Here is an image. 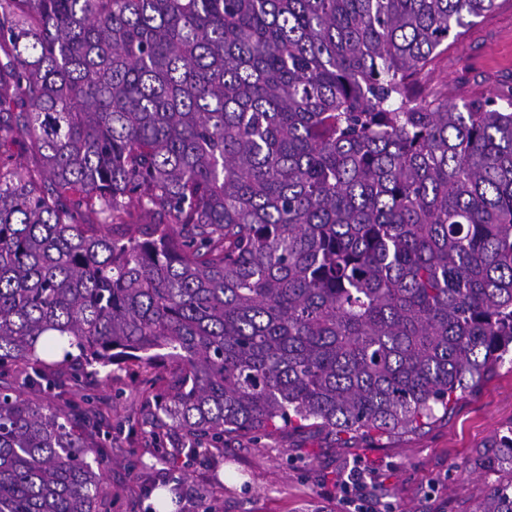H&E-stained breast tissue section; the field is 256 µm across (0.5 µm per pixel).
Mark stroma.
<instances>
[{
  "label": "stroma",
  "instance_id": "obj_1",
  "mask_svg": "<svg viewBox=\"0 0 512 512\" xmlns=\"http://www.w3.org/2000/svg\"><path fill=\"white\" fill-rule=\"evenodd\" d=\"M426 86L458 104L511 89L512 0H496L462 36L449 38ZM144 377L135 366L100 373L90 388L66 387L58 401L66 410L90 393L114 405L107 512H148V487L176 490L183 512L208 505L218 512H341L324 492L357 459L382 471L377 494L397 512H472L471 489L498 481L480 468L477 453L492 436L512 429V349L479 391L458 393L446 415L416 434L370 438L284 427L269 436L225 438L218 456L185 451L175 460L151 452L143 433Z\"/></svg>",
  "mask_w": 512,
  "mask_h": 512
}]
</instances>
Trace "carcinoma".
I'll return each mask as SVG.
<instances>
[{
	"label": "carcinoma",
	"instance_id": "cac0c4a2",
	"mask_svg": "<svg viewBox=\"0 0 512 512\" xmlns=\"http://www.w3.org/2000/svg\"><path fill=\"white\" fill-rule=\"evenodd\" d=\"M494 7L0 0V140L42 164L0 157V512H100L112 433L53 404L64 370L156 372L145 423L174 457L407 435L490 379L512 91L459 105L423 79ZM479 461L511 478L473 512H512V429ZM0 152L10 156L13 164L21 165L27 169L39 167V159L29 148L28 141L22 136L8 138L2 142Z\"/></svg>",
	"mask_w": 512,
	"mask_h": 512
}]
</instances>
